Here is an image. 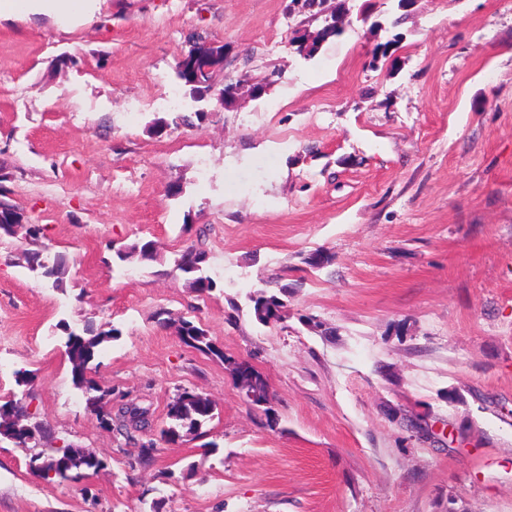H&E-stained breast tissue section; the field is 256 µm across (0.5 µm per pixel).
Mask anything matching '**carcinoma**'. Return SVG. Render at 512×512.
I'll use <instances>...</instances> for the list:
<instances>
[{"mask_svg": "<svg viewBox=\"0 0 512 512\" xmlns=\"http://www.w3.org/2000/svg\"><path fill=\"white\" fill-rule=\"evenodd\" d=\"M325 0H289L288 8L291 13L301 17L300 24L304 25L312 21H320L324 27L318 30L312 45L306 44L304 36L296 34L290 39V45L296 47V51L311 56L314 48L320 42L342 33L343 12H327L324 6ZM202 57H209L217 64V68L210 74L209 83H194V69L197 61ZM224 59V45L208 41L201 36L189 40V49L176 64L178 79L188 87L193 96L202 99L205 95L218 90L215 78L224 72L221 62ZM203 112H175L170 120L157 126V132L163 133L169 128L175 130L192 127L195 121L203 119ZM23 220L21 209L11 203L0 210V238L14 237L13 227ZM22 257L28 268L32 271H41L45 278L54 279V284L62 281V275L66 272L68 258L62 253H57L53 258L44 256L43 251L25 249ZM155 244L151 240L141 239L131 244L114 249L115 262L123 266H131L135 263L156 260ZM208 251L200 246L191 244L181 251L176 260V270L184 278L188 288L199 296H208L217 288L216 280L209 274ZM288 294V288H279V293H274L267 288H256L248 292L247 300L250 303V314L259 324L268 325L272 322H281L287 317V305L283 296ZM119 336V330H108L87 322L82 333H68L65 342V354L71 363L73 385L86 395V405L89 411L100 418L103 407L112 404L114 389L110 386H102L91 377L95 369L93 362L100 347ZM181 341L188 347L202 353L224 360V351L218 348L203 328L202 324L182 319L179 325ZM216 405L204 393L194 396L177 393L167 404L166 420L160 430V440L165 443L177 441L182 432H192L197 435L204 434L206 427L215 416ZM145 413V409L120 403L111 418L112 424L108 428L125 439V443L140 447L139 452L129 462L134 468L138 465H146L154 460L157 447L139 443L135 432L148 426L147 421H142L136 428H130V423L138 416ZM44 432L42 423L35 421L31 415L29 404L23 400H7L0 403V436L12 439L16 444L27 448L29 443ZM29 471L37 478L47 481L65 482L76 479L96 471L102 467V460L95 454L72 444H62L53 448H44L32 454L27 462Z\"/></svg>", "mask_w": 512, "mask_h": 512, "instance_id": "obj_1", "label": "carcinoma"}]
</instances>
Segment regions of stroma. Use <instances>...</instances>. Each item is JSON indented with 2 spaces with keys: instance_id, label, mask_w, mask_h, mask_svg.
<instances>
[{
  "instance_id": "obj_1",
  "label": "stroma",
  "mask_w": 512,
  "mask_h": 512,
  "mask_svg": "<svg viewBox=\"0 0 512 512\" xmlns=\"http://www.w3.org/2000/svg\"><path fill=\"white\" fill-rule=\"evenodd\" d=\"M362 2L328 0L348 23L309 60L289 0L0 20V175L69 258L55 287L0 239V402L29 371L40 447L105 462L48 483L0 438V512H512V0H372L363 22ZM193 32L223 44L228 75L276 81L193 99L176 76ZM172 91L206 118L159 135ZM138 238L158 261L118 266L110 243ZM198 239L220 286L203 298L171 274ZM279 283L286 321L257 323L247 291ZM160 311L264 374L269 408ZM88 320L121 331L99 383L159 425L178 390L203 392L207 437L129 469L72 383L63 329Z\"/></svg>"
}]
</instances>
